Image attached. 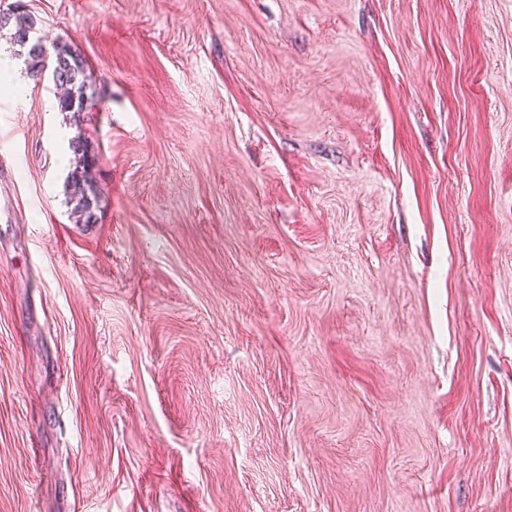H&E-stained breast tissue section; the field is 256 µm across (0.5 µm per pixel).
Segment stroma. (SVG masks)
Wrapping results in <instances>:
<instances>
[{
	"instance_id": "stroma-1",
	"label": "stroma",
	"mask_w": 512,
	"mask_h": 512,
	"mask_svg": "<svg viewBox=\"0 0 512 512\" xmlns=\"http://www.w3.org/2000/svg\"><path fill=\"white\" fill-rule=\"evenodd\" d=\"M20 1L0 512H512V0ZM16 9L0 10V36L4 30L9 31L7 37L11 44L18 47V56L25 55L27 69L36 80L39 74L51 68L55 74L56 84L62 89V96H56L57 109L61 112H69L74 116H80L84 112H92L96 109L98 98L90 83V69L87 60L71 45L64 42L52 43V51L40 43V33L33 28L28 34V29L37 24V21L29 14L16 13ZM88 89L91 93H88ZM69 150L73 155L72 168L67 177L68 204L70 215L77 224H95L100 208V193L88 175V167L92 157L88 155V146L81 136L69 142Z\"/></svg>"
}]
</instances>
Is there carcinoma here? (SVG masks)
Returning a JSON list of instances; mask_svg holds the SVG:
<instances>
[{
	"instance_id": "cac0c4a2",
	"label": "carcinoma",
	"mask_w": 512,
	"mask_h": 512,
	"mask_svg": "<svg viewBox=\"0 0 512 512\" xmlns=\"http://www.w3.org/2000/svg\"><path fill=\"white\" fill-rule=\"evenodd\" d=\"M35 24L37 21L28 14L13 9L0 10V33L9 31V41L25 55L30 75L36 78L46 68L53 70L56 84L62 89V96L56 98L57 109L75 116L96 109L98 98L95 93L88 92L92 85L87 60L64 42L47 47L27 41L28 29ZM69 150L73 155L67 177L71 216L76 224H94L98 220L101 199L97 186L88 175L92 157L80 136L71 139Z\"/></svg>"
}]
</instances>
